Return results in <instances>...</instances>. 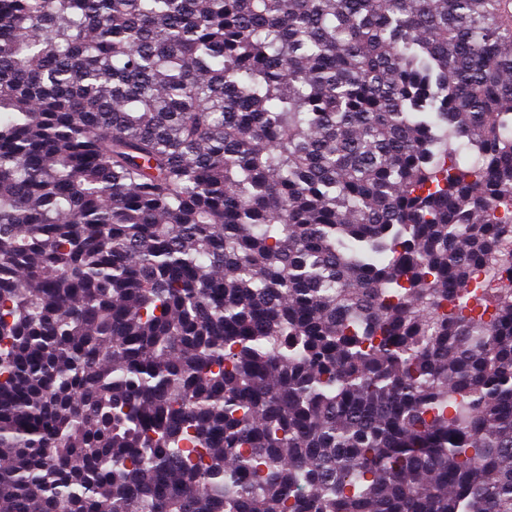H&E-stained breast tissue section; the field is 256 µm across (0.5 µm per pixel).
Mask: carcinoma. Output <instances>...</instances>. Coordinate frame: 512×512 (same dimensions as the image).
<instances>
[{
    "label": "carcinoma",
    "mask_w": 512,
    "mask_h": 512,
    "mask_svg": "<svg viewBox=\"0 0 512 512\" xmlns=\"http://www.w3.org/2000/svg\"><path fill=\"white\" fill-rule=\"evenodd\" d=\"M0 512H512V5L0 0Z\"/></svg>",
    "instance_id": "1"
}]
</instances>
